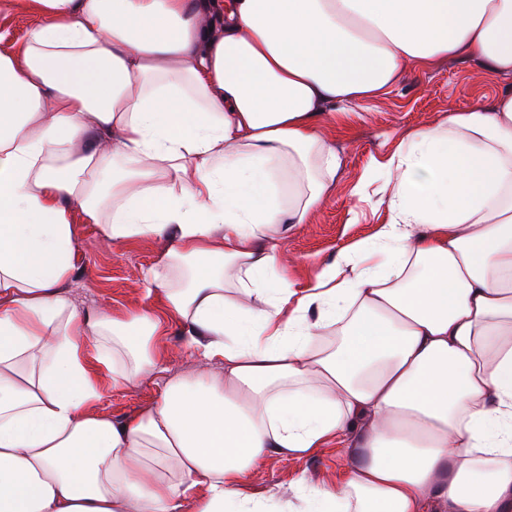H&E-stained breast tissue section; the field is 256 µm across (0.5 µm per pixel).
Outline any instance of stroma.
Segmentation results:
<instances>
[{
	"label": "stroma",
	"instance_id": "obj_1",
	"mask_svg": "<svg viewBox=\"0 0 512 512\" xmlns=\"http://www.w3.org/2000/svg\"><path fill=\"white\" fill-rule=\"evenodd\" d=\"M495 85L478 78L464 62L411 72L391 91L351 107L347 116L328 120L322 132L335 146L341 166L328 200L308 223L292 225L285 236V266L296 280H306L332 262L338 252L371 238L387 214L373 209L355 196L354 189L377 170L408 130L434 126L442 116L476 101H487ZM75 270L70 284L78 308L102 307L116 314H134L147 307L144 273L153 263L161 244L146 238L115 244L98 225L85 223L75 214L72 224ZM163 361L170 373L194 374L198 362L179 325H171L160 342ZM99 413L119 420L153 404L162 389L160 378H152L116 389L111 375L100 371ZM351 463L350 449L332 444L316 454L301 457L272 455L246 477L248 493L271 498L284 512H305L306 504L295 488L299 480L320 489L338 490Z\"/></svg>",
	"mask_w": 512,
	"mask_h": 512
}]
</instances>
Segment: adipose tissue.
Here are the masks:
<instances>
[{"label": "adipose tissue", "instance_id": "ef3b65f1", "mask_svg": "<svg viewBox=\"0 0 512 512\" xmlns=\"http://www.w3.org/2000/svg\"><path fill=\"white\" fill-rule=\"evenodd\" d=\"M0 512H267V456L355 448L314 512H512V0H0ZM509 84L407 131L389 217L303 283L289 224L341 159L319 120L408 72ZM163 248V315L79 310L72 218ZM208 364H160L165 319ZM159 399L94 414L89 361ZM35 22V17L26 12L20 11L1 16L0 30L8 32V38L12 41L21 40L27 29Z\"/></svg>", "mask_w": 512, "mask_h": 512}]
</instances>
